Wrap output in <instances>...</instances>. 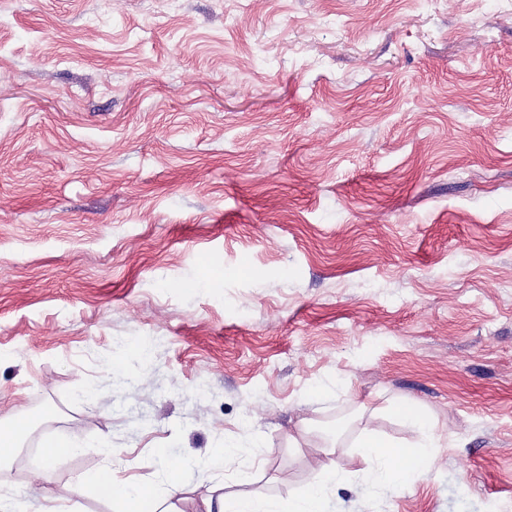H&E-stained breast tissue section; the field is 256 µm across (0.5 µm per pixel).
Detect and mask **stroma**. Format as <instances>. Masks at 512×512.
<instances>
[{
    "instance_id": "obj_1",
    "label": "stroma",
    "mask_w": 512,
    "mask_h": 512,
    "mask_svg": "<svg viewBox=\"0 0 512 512\" xmlns=\"http://www.w3.org/2000/svg\"><path fill=\"white\" fill-rule=\"evenodd\" d=\"M1 351L0 420L81 447L1 494L226 443L172 512L285 503L330 446L332 512H512V0H0ZM402 401L434 465L365 486Z\"/></svg>"
}]
</instances>
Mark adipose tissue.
Returning <instances> with one entry per match:
<instances>
[{
	"instance_id": "1",
	"label": "adipose tissue",
	"mask_w": 512,
	"mask_h": 512,
	"mask_svg": "<svg viewBox=\"0 0 512 512\" xmlns=\"http://www.w3.org/2000/svg\"><path fill=\"white\" fill-rule=\"evenodd\" d=\"M394 412L419 434L421 443L406 446L381 437L364 438L359 444V454L365 464L363 481L371 487L405 489L414 479L429 472L435 461L434 446L438 436L434 420L421 408L406 402L395 405ZM93 481L111 512H165L163 499L156 497L152 489L131 487L117 480L111 469L98 470ZM344 481L335 459L328 454L318 461L308 488L287 510L246 496L232 500L222 496L204 500L203 512H325L328 495Z\"/></svg>"
}]
</instances>
